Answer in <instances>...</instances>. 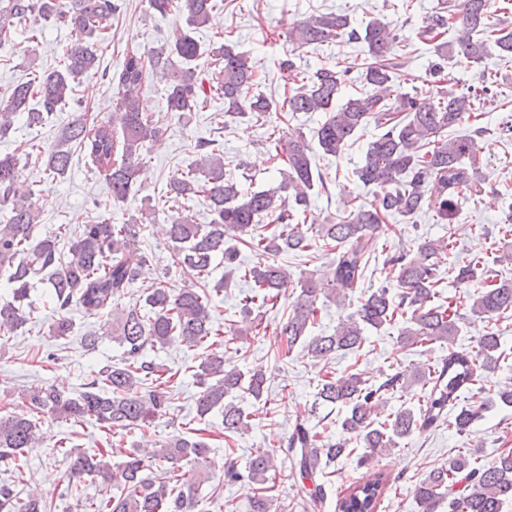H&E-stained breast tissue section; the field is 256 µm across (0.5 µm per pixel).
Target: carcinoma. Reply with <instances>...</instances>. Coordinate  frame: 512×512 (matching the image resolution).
<instances>
[{"label":"carcinoma","mask_w":512,"mask_h":512,"mask_svg":"<svg viewBox=\"0 0 512 512\" xmlns=\"http://www.w3.org/2000/svg\"><path fill=\"white\" fill-rule=\"evenodd\" d=\"M119 0H0V48L12 36V29L33 20L68 26L81 38L66 49L62 67L45 71L14 86L6 104L0 106V138L13 127L16 115H26L27 124L41 126L57 108L66 103L74 84L98 69V54L91 40H103L112 16L119 12ZM218 0H148L150 12L167 19L174 14L185 24L173 25L164 45L145 63L144 57L127 52L117 78V103L112 118L87 123L79 115L63 129L58 141L47 151L44 172L63 177L69 168L74 143L86 152L97 169L105 172L112 201L126 202L141 172V151L145 143L158 137L154 116L142 111L140 93L148 74L165 84L166 111L182 117L195 112L213 95L224 100V120L264 119L278 105L261 93L257 73L249 54L237 44L214 43L203 51L192 31L206 26ZM456 28L454 40L443 39L449 27ZM422 33L434 44L439 62L429 69L434 82L445 80L448 63L465 59L479 63L493 43L500 52L512 56V28L491 22V0H450V5L431 16ZM396 34L392 25L374 17L354 25L343 13L311 15L288 32V58L282 65L294 71L292 56L311 45L360 43L368 54L357 81L361 88L336 105L346 85L349 70L320 66L307 72L301 86L286 100L288 111L324 112L325 121L315 131L318 147L326 155L338 157L357 129L372 121L383 132L371 141L356 169L358 180L377 188L374 201L349 211L334 224H320L315 236L301 228L299 214L306 211L314 186L325 188L322 175L312 168L311 146L301 136L285 135L275 150L281 151L286 167L279 169L280 182L266 190L243 192L224 173V157L209 151L210 143L194 146L196 159L171 176L166 195L172 202L200 198L206 203L210 220L198 224L187 214L172 215L162 227L173 247V264L198 283L195 288L173 289L160 281L143 290L144 306L128 309L113 328V339L124 348L121 362L104 366L85 390L72 397L53 386H37L21 393L24 409L0 417V463L14 460L36 438V417L57 419L91 418L116 435L131 429L148 428L167 414L168 399L163 366L147 359V346L165 345L178 337L187 348L214 347L195 372L201 388L196 412L204 417L214 411L222 416L224 436L247 426V415L227 400L243 393L261 401L267 382L261 368L243 371L224 361V339L246 330L265 332L262 309L276 305L282 289L288 286V271L276 256L303 252L315 242L336 250L335 268L327 287L307 280L291 305L286 321L277 327V336L287 350L300 344L311 357L326 362L338 352L358 350L364 331L378 329L401 314L406 317L400 344H426L445 341L459 332L458 318L434 302L439 264L448 253L449 243L428 240L416 253L392 255L384 260L392 271L397 292L383 286L368 295L356 315L339 322L331 335L313 336L317 296L322 294L341 305L353 293L370 260L368 246L376 232L392 215L412 216L425 202L426 188L436 182L442 193L437 221L451 224L458 214V202L481 183L476 167L474 135L444 139L442 134L459 125L465 115L477 111L489 87L482 92L458 94L439 88L436 93L410 96L397 91L403 63L389 56ZM211 56L212 72L198 70L203 55ZM470 160L465 165L464 160ZM17 156H0V272L11 286V299L0 302V332L13 333L29 321L25 311L30 288L45 283L55 303L50 335L57 338L72 333L71 307L97 315L112 307L136 280L143 261L138 248L141 233L154 226L149 214L136 224H86L74 239L68 232L37 235V213L33 191L17 183ZM69 244L74 258L63 259L62 242ZM255 253L250 267L239 263L240 247ZM224 257V267L240 276L249 291L242 298L246 329L236 324L215 327L210 314L208 279L216 257ZM457 282L473 289L469 295L473 313L494 316L512 311V278L486 283L475 267L458 269ZM499 338L492 333L478 338L473 351L448 349V356L435 366L418 368L413 378L422 381L424 395L418 410L400 409L389 420L380 422V408L408 382L403 372L389 375L378 386L369 385L357 374L324 379L317 397L325 404L345 409L341 427L355 436L365 449L362 460L372 459L395 447L397 440L413 431L440 426L448 412L457 407L461 394L473 389L484 373L495 370ZM483 404L460 410L454 425L464 432L481 417ZM348 441L318 443L304 424L295 426L285 441V454L291 470L301 481L310 482L308 497L313 507L327 498L322 462H333L348 451ZM210 448L202 437L173 435L159 444L152 456L137 452L124 454L112 466V449L101 448L94 455L76 452L70 456L73 475L87 476L102 488L114 485L120 493L96 501L94 512H191L198 485L194 476L182 470L181 462L204 461ZM168 463L164 476L150 474L152 461ZM276 465L258 451L245 471L229 465L224 481L247 479L256 485L250 512H277L275 498L266 484L276 478ZM388 485L385 473L363 484H356L337 496L338 512H376ZM422 512H435L439 501L450 495L448 512H502L512 500V450L503 451L491 463L477 464L467 455L448 458V464L432 470L414 490ZM0 512H50L34 491L20 497L15 485L0 483Z\"/></svg>","instance_id":"obj_1"}]
</instances>
